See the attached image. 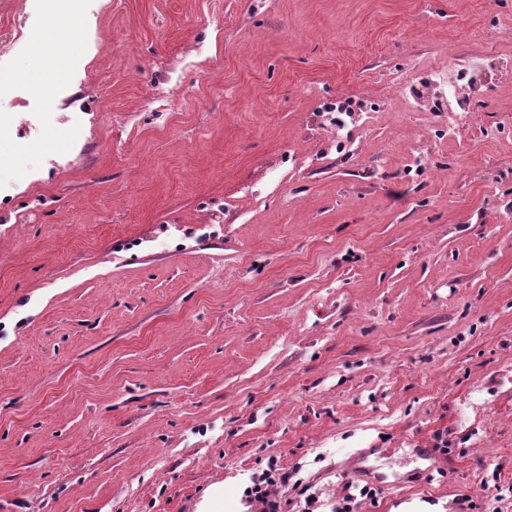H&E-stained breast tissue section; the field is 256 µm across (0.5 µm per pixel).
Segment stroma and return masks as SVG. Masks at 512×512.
<instances>
[{
  "label": "stroma",
  "mask_w": 512,
  "mask_h": 512,
  "mask_svg": "<svg viewBox=\"0 0 512 512\" xmlns=\"http://www.w3.org/2000/svg\"><path fill=\"white\" fill-rule=\"evenodd\" d=\"M0 83V512H512V0H97ZM480 58L472 112L410 85ZM446 440L427 480L411 453ZM75 51H83L79 45H64L60 48L59 53H55L56 57L47 58L42 52L36 56L33 68L25 75V77L33 82L38 88L51 83L53 73L58 69L61 59ZM287 482V472H280V469L274 467L253 476L251 485L244 490L245 504L251 508L248 511L288 512L287 500L283 501L275 491L278 484Z\"/></svg>",
  "instance_id": "35a3bbf8"
}]
</instances>
